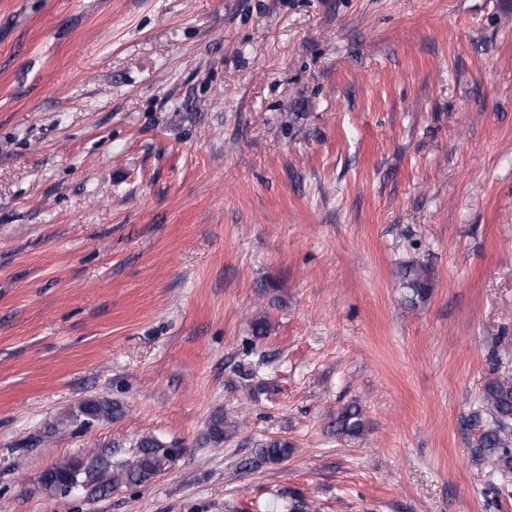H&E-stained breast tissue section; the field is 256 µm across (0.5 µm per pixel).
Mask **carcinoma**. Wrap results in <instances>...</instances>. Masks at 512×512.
<instances>
[{"mask_svg": "<svg viewBox=\"0 0 512 512\" xmlns=\"http://www.w3.org/2000/svg\"><path fill=\"white\" fill-rule=\"evenodd\" d=\"M402 285L409 292L412 304L425 299L430 291L428 270L421 264L403 267ZM484 404L491 423L480 438L479 450L495 470L512 472V377L504 376L489 381L485 387ZM121 412V406L103 398H91L78 404L71 416L89 426L109 419ZM336 433L358 436L363 431L361 410L354 406L342 409L334 422ZM232 432L224 416H214L204 440L221 444ZM292 453L288 440L269 437L257 444L254 454L241 463V468L257 469L265 464L284 461ZM178 457V449L155 436H144L137 443L136 452L129 458L112 462V458L98 454L91 458L73 457L47 471L41 477L42 485L55 495H67L82 490L91 497H102L121 484L144 485L169 469Z\"/></svg>", "mask_w": 512, "mask_h": 512, "instance_id": "cac0c4a2", "label": "carcinoma"}]
</instances>
